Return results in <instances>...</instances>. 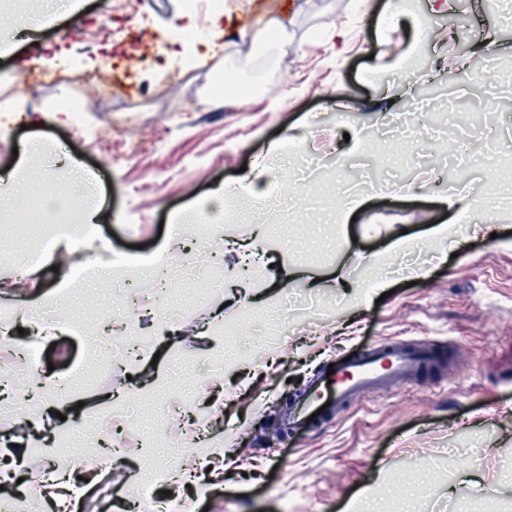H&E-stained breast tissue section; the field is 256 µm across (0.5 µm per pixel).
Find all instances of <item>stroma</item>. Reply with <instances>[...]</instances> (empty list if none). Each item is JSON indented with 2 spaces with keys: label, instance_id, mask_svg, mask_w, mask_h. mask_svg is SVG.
<instances>
[{
  "label": "stroma",
  "instance_id": "35a3bbf8",
  "mask_svg": "<svg viewBox=\"0 0 512 512\" xmlns=\"http://www.w3.org/2000/svg\"><path fill=\"white\" fill-rule=\"evenodd\" d=\"M54 4L52 25L30 19L31 41L0 47V100L22 102L0 115V174L22 154L26 177L54 175L58 201L97 184L98 234L74 265L98 254L128 266L161 250L185 210L196 221L191 251L177 254L168 294L152 304L129 307L117 288L54 299L52 251L36 282L0 285V312L40 365L31 373L14 343L0 344V364L12 369L0 406L125 439L111 494L82 484L77 512H130V490L143 483L161 497L156 474L193 468L199 452L153 440L193 434L182 414L213 400L219 474L178 488L186 512H344L379 473L378 512H406L412 498L422 512H512L502 484L512 366L501 361L512 343V209L488 201L512 193V76L476 48L477 32L489 31L498 51H512V25L484 0H455L463 65L450 68L444 42L419 37L428 0L407 12L394 0H224L201 20L203 41L186 35L200 21L187 0H129L124 12L111 0ZM285 12L295 17L287 38L254 40ZM335 26L347 32L339 47L327 40ZM233 59L245 88L229 93L220 80ZM77 99L82 120L57 121L55 107ZM355 100L367 111H351ZM450 137L469 151H445ZM65 156L77 171L63 169ZM259 167L240 212L267 242L245 277L225 248L236 229L211 196ZM461 192L497 225L496 238L448 208ZM344 195L357 200V217L339 215ZM442 225L450 233L434 237ZM68 314L79 328L64 324ZM111 319L132 325L144 346L126 357L113 335L94 375L91 329ZM189 323L197 337L180 338ZM385 341L437 350L443 365L309 430L280 432L301 379ZM38 375L71 382L65 418L52 416L53 401L29 397ZM196 379L208 381L206 395H191ZM471 458L479 485L447 496Z\"/></svg>",
  "mask_w": 512,
  "mask_h": 512
}]
</instances>
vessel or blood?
Returning a JSON list of instances; mask_svg holds the SVG:
<instances>
[{
  "label": "vessel or blood",
  "instance_id": "1",
  "mask_svg": "<svg viewBox=\"0 0 512 512\" xmlns=\"http://www.w3.org/2000/svg\"><path fill=\"white\" fill-rule=\"evenodd\" d=\"M427 365V350L401 341L374 345L351 358L344 368L312 380L286 423L293 429L307 428L309 417L323 405L335 409L348 399L374 395L391 383L415 380Z\"/></svg>",
  "mask_w": 512,
  "mask_h": 512
}]
</instances>
